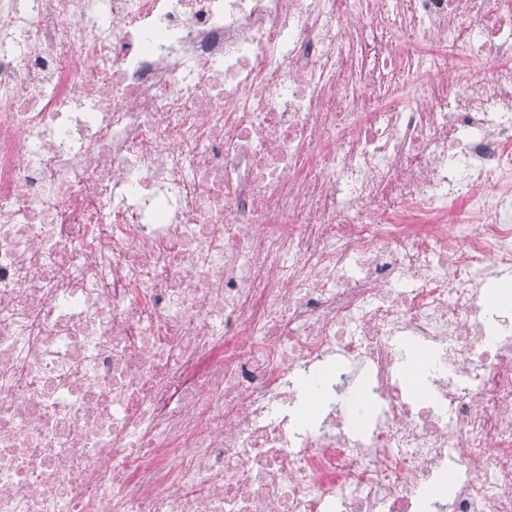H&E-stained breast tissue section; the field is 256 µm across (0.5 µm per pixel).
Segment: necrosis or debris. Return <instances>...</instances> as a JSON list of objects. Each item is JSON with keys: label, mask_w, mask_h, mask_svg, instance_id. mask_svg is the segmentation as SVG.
<instances>
[{"label": "necrosis or debris", "mask_w": 512, "mask_h": 512, "mask_svg": "<svg viewBox=\"0 0 512 512\" xmlns=\"http://www.w3.org/2000/svg\"><path fill=\"white\" fill-rule=\"evenodd\" d=\"M511 273L512 0H0V512H512Z\"/></svg>", "instance_id": "obj_1"}]
</instances>
